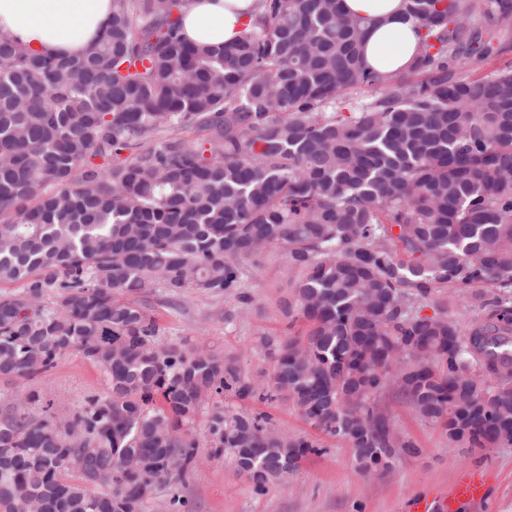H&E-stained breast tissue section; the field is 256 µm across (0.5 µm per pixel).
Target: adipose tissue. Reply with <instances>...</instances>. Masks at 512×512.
Returning a JSON list of instances; mask_svg holds the SVG:
<instances>
[{
	"label": "adipose tissue",
	"instance_id": "ef3b65f1",
	"mask_svg": "<svg viewBox=\"0 0 512 512\" xmlns=\"http://www.w3.org/2000/svg\"><path fill=\"white\" fill-rule=\"evenodd\" d=\"M254 0H187L182 33L204 45L229 42L250 20ZM368 21L366 62L379 72L404 66L416 52L413 24L403 0H344ZM112 0H0V32L48 54L83 53L102 33Z\"/></svg>",
	"mask_w": 512,
	"mask_h": 512
}]
</instances>
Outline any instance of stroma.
<instances>
[{
    "label": "stroma",
    "instance_id": "1",
    "mask_svg": "<svg viewBox=\"0 0 512 512\" xmlns=\"http://www.w3.org/2000/svg\"><path fill=\"white\" fill-rule=\"evenodd\" d=\"M287 292L288 262L280 251L271 250L259 266L249 268L240 294L216 298L188 291L174 299L154 288L148 299L170 338L220 346L225 356L237 359L245 376L256 378L269 366L256 338L289 332V321L279 309ZM31 387L65 415L78 409L86 395L103 391L104 381L96 366L69 354L34 380L0 381V410ZM386 403L394 428L421 448L419 456L401 459L390 470L362 475L353 465L349 446L326 437L321 438L322 455L304 459L285 481L265 493H255L224 458L204 459L185 492L196 512H407L415 495L451 489L458 471L484 466L497 476L486 500L464 504L459 512H512V446L483 451L459 447L400 401L390 397Z\"/></svg>",
    "mask_w": 512,
    "mask_h": 512
}]
</instances>
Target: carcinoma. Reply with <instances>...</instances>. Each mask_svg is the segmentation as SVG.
Returning a JSON list of instances; mask_svg holds the SVG:
<instances>
[{"label": "carcinoma", "instance_id": "cac0c4a2", "mask_svg": "<svg viewBox=\"0 0 512 512\" xmlns=\"http://www.w3.org/2000/svg\"><path fill=\"white\" fill-rule=\"evenodd\" d=\"M186 0H112L79 56L0 32V381L67 354L103 374L60 419L29 390L0 416V512H195L207 457L257 493L325 448L262 413L285 401L357 470L420 453L381 403L448 441L512 445V0H405L418 51L370 70L341 0H256L229 43L181 34ZM187 133L201 138L184 139ZM280 250L267 378L164 337L158 286L222 296ZM440 289L469 313L465 329Z\"/></svg>", "mask_w": 512, "mask_h": 512}]
</instances>
